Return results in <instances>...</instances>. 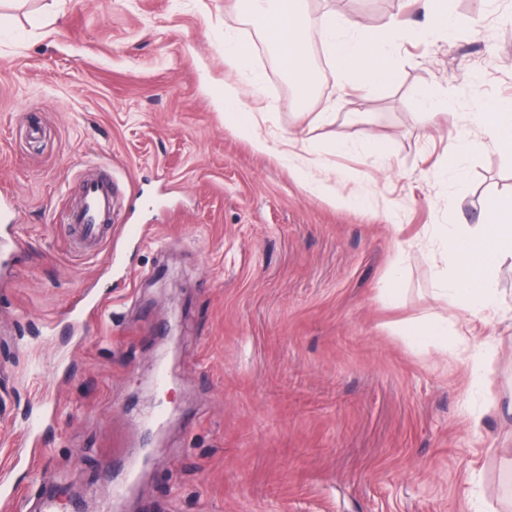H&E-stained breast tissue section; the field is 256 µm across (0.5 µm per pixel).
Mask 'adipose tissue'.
Instances as JSON below:
<instances>
[{"label": "adipose tissue", "mask_w": 512, "mask_h": 512, "mask_svg": "<svg viewBox=\"0 0 512 512\" xmlns=\"http://www.w3.org/2000/svg\"><path fill=\"white\" fill-rule=\"evenodd\" d=\"M308 0H252V16L269 31L281 62L294 84L297 99L308 97L315 77L304 47ZM324 33L337 83L358 76L369 86L395 84L400 70L391 49V31L372 38L351 36L355 21L336 11H324L315 20ZM479 131L500 150L512 151V102L485 105L475 113ZM443 268L437 299L453 298L472 316L484 314L497 300L495 275L512 258V194L495 200L480 227L456 224L443 229Z\"/></svg>", "instance_id": "1"}]
</instances>
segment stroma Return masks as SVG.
<instances>
[{"label": "stroma", "instance_id": "35a3bbf8", "mask_svg": "<svg viewBox=\"0 0 512 512\" xmlns=\"http://www.w3.org/2000/svg\"><path fill=\"white\" fill-rule=\"evenodd\" d=\"M0 8V190L21 237L0 277V512H512V259L468 325L492 342L481 374L456 336L403 334L453 310L434 298L440 230L512 193V155L473 120L512 100V0H453L449 36L426 34L421 0H310L393 30L402 76L338 86L312 26L302 102L241 0ZM227 84L268 151L225 122ZM452 138L474 144L455 171ZM102 160L118 250L90 255L56 219ZM87 293L101 320L80 328ZM48 401L38 453L25 430Z\"/></svg>", "mask_w": 512, "mask_h": 512}]
</instances>
